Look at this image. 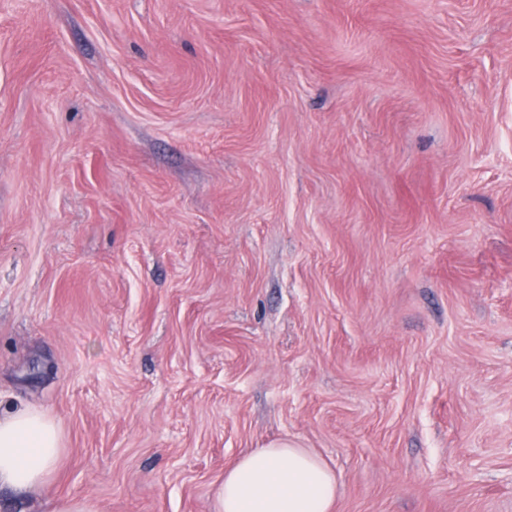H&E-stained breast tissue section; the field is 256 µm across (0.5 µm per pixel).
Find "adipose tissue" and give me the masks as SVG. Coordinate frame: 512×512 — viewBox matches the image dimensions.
I'll return each instance as SVG.
<instances>
[{
	"instance_id": "adipose-tissue-1",
	"label": "adipose tissue",
	"mask_w": 512,
	"mask_h": 512,
	"mask_svg": "<svg viewBox=\"0 0 512 512\" xmlns=\"http://www.w3.org/2000/svg\"><path fill=\"white\" fill-rule=\"evenodd\" d=\"M62 453L56 420L40 407L0 409V492L22 499L46 484ZM336 475L317 455L280 442L257 448L224 473L214 512H332Z\"/></svg>"
}]
</instances>
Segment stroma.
<instances>
[{
    "instance_id": "stroma-1",
    "label": "stroma",
    "mask_w": 512,
    "mask_h": 512,
    "mask_svg": "<svg viewBox=\"0 0 512 512\" xmlns=\"http://www.w3.org/2000/svg\"><path fill=\"white\" fill-rule=\"evenodd\" d=\"M0 512H512V0H0ZM56 420L40 407L0 403V492L24 499L52 477L62 453ZM335 501L332 469L308 450L280 442L226 469L214 512H332ZM48 512H98V507L89 498L68 497L53 502Z\"/></svg>"
}]
</instances>
